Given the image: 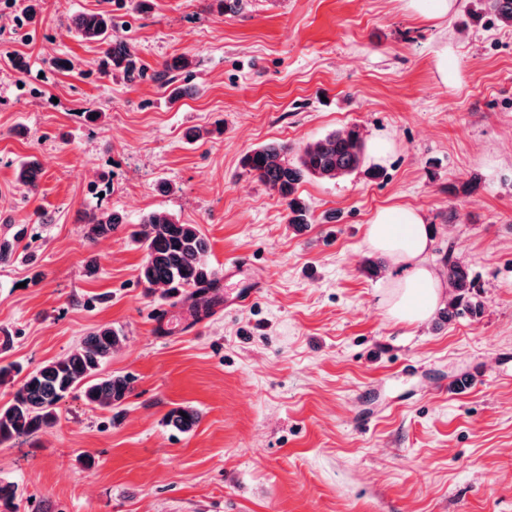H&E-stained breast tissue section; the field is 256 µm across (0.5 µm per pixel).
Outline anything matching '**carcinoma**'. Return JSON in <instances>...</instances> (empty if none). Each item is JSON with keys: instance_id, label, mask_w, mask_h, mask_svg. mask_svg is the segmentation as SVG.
Segmentation results:
<instances>
[{"instance_id": "carcinoma-1", "label": "carcinoma", "mask_w": 512, "mask_h": 512, "mask_svg": "<svg viewBox=\"0 0 512 512\" xmlns=\"http://www.w3.org/2000/svg\"><path fill=\"white\" fill-rule=\"evenodd\" d=\"M487 12L504 27H512V0H486ZM70 31L82 41L104 46L103 68L130 82L144 75L137 65L132 45L115 33L112 14L80 13L71 18ZM364 140L356 129L335 131L307 144L298 162L286 158L288 146L270 143L246 153L242 167L273 190L286 206L288 224L302 232L313 223L309 205L298 186L310 178L331 180L358 170L363 162ZM41 166L31 157L15 168L16 181L30 193L37 191ZM124 223L116 212H92L86 216V237L105 238ZM146 255L139 267L138 280L147 288L161 286L176 297L188 290L201 291L216 282L217 272L208 261L209 244L195 224H183L163 213L145 215L130 233ZM449 285L448 305L441 319L451 322L466 314L478 317L482 303L477 300L476 281L468 266L453 256V246L442 258ZM122 342L110 325H101L74 347L69 355L48 361L28 372L19 382L13 397L0 406V444L15 437L29 436L51 427L57 420L58 404L78 392L89 405L120 414L132 392L127 375L98 376L102 365ZM201 417L190 405L170 410L166 425L188 433Z\"/></svg>"}]
</instances>
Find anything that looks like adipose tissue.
I'll list each match as a JSON object with an SVG mask.
<instances>
[{
	"label": "adipose tissue",
	"instance_id": "obj_1",
	"mask_svg": "<svg viewBox=\"0 0 512 512\" xmlns=\"http://www.w3.org/2000/svg\"><path fill=\"white\" fill-rule=\"evenodd\" d=\"M365 237L374 251L402 270L381 297L389 316L409 326L425 323L443 297V284L427 262L432 238L423 214L406 205L379 208L366 226Z\"/></svg>",
	"mask_w": 512,
	"mask_h": 512
}]
</instances>
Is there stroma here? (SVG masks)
<instances>
[{
    "mask_svg": "<svg viewBox=\"0 0 512 512\" xmlns=\"http://www.w3.org/2000/svg\"><path fill=\"white\" fill-rule=\"evenodd\" d=\"M28 4L0 0V235L25 229L0 263V364L32 370L108 324L123 342L102 372L133 391L118 418L69 395L54 426L0 444V482L18 487L0 512H512V27L479 0L444 29L401 0H39L31 22ZM103 11L144 79L100 73L101 48L69 33ZM444 38L452 93L431 66ZM179 56L192 91L173 104L155 74ZM352 127L394 152L303 181L314 222L295 233L242 156L277 142L294 162ZM30 156L33 194L14 173ZM388 205L428 217L434 270L454 247L480 317L388 315L400 269L361 270ZM94 210L199 225L216 271L249 259L263 288L230 308L220 286L146 288L125 230L86 237ZM183 405L201 412L189 433L164 423Z\"/></svg>",
    "mask_w": 512,
    "mask_h": 512,
    "instance_id": "stroma-1",
    "label": "stroma"
}]
</instances>
